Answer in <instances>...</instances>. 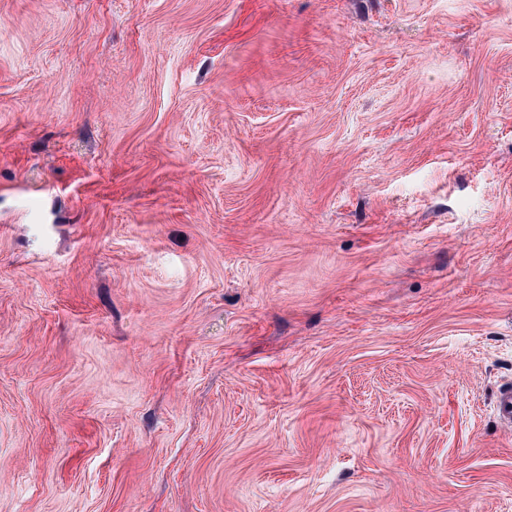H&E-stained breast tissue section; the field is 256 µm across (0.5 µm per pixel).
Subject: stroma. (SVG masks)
Here are the masks:
<instances>
[{"instance_id":"obj_1","label":"stroma","mask_w":512,"mask_h":512,"mask_svg":"<svg viewBox=\"0 0 512 512\" xmlns=\"http://www.w3.org/2000/svg\"><path fill=\"white\" fill-rule=\"evenodd\" d=\"M512 0H0V512H512Z\"/></svg>"}]
</instances>
